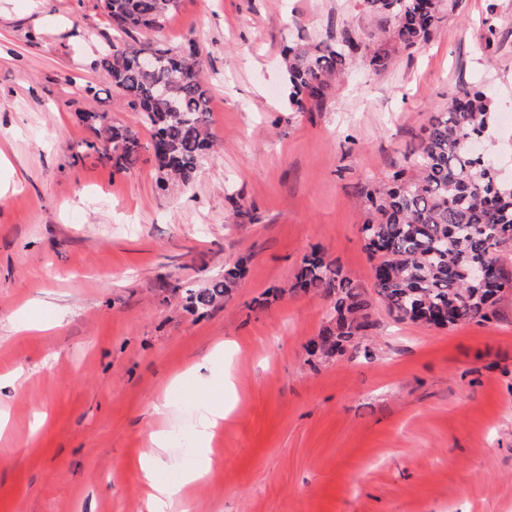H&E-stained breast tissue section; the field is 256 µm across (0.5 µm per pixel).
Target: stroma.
<instances>
[{"label": "stroma", "instance_id": "obj_1", "mask_svg": "<svg viewBox=\"0 0 512 512\" xmlns=\"http://www.w3.org/2000/svg\"><path fill=\"white\" fill-rule=\"evenodd\" d=\"M384 26L361 0H181L162 33H134L195 40L211 83L218 150L162 188L150 155L117 173L77 148L94 138L83 112L151 138L97 66L112 37L97 0H0V376H28L0 391V512H144L149 431L193 424L168 383L219 342L234 384L216 464L168 512H512V288L486 320L396 321L359 233L362 186L459 87L512 113V0H458L420 49L380 40L384 71L356 58L294 111L283 46ZM315 249L371 304L332 357L308 352L329 302L290 290ZM235 263L207 313L174 296ZM44 305L61 326L18 331Z\"/></svg>", "mask_w": 512, "mask_h": 512}]
</instances>
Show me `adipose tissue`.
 <instances>
[{"label": "adipose tissue", "instance_id": "1", "mask_svg": "<svg viewBox=\"0 0 512 512\" xmlns=\"http://www.w3.org/2000/svg\"><path fill=\"white\" fill-rule=\"evenodd\" d=\"M223 353V347H214L210 353L197 359L187 370L176 375L170 382L173 389L184 391L185 399L194 411V425L190 437L195 444L196 453L191 463L182 466L177 478H167L163 456L169 446L168 436L162 430L150 431L152 451L140 461V467L149 488L147 512H165L173 496L185 487L198 482L213 468L209 446L216 429L227 415L224 407V391L226 386L232 383L230 376H220L212 372L214 361Z\"/></svg>", "mask_w": 512, "mask_h": 512}]
</instances>
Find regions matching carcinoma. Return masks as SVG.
Segmentation results:
<instances>
[{"label": "carcinoma", "instance_id": "1", "mask_svg": "<svg viewBox=\"0 0 512 512\" xmlns=\"http://www.w3.org/2000/svg\"><path fill=\"white\" fill-rule=\"evenodd\" d=\"M180 0H98L118 38L110 41L97 61L112 89L131 99L153 130L143 143L129 126L107 123L101 112H84L81 121L95 140L84 147L121 172L135 166L143 151L154 157L158 181L186 185L214 147L210 132L211 95L197 44L173 46L161 40L129 43L121 39L138 30L164 29ZM365 11L392 17L390 39L410 51L427 42L444 14L457 0H363ZM153 58L142 70L139 55ZM362 56L375 71L387 67L388 55L352 29L331 46L293 45L286 49L289 99L298 110L308 100L326 96L345 72L349 60ZM496 120L493 98L477 86L452 95L448 110L430 116L416 153L406 157L384 185L366 183L368 205L360 233L371 255L374 288L388 312L399 320L447 327L484 319L495 312L502 291L512 286V272L497 253L512 248V183L499 177L491 153L470 149L466 141L485 139ZM488 266L487 277L473 280L470 265ZM241 270L204 288H185V308L206 311L231 297ZM293 288L333 303L334 325L310 343L313 355L341 352L370 324V302L357 280L325 253L307 255Z\"/></svg>", "mask_w": 512, "mask_h": 512}]
</instances>
